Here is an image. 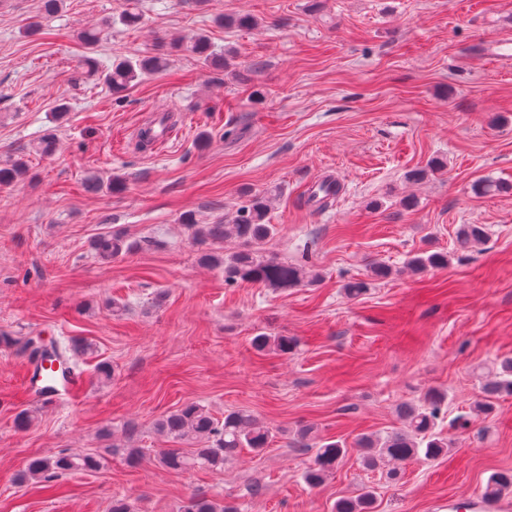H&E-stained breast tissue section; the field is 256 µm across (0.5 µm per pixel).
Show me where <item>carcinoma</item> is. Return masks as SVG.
Returning <instances> with one entry per match:
<instances>
[{
	"instance_id": "carcinoma-1",
	"label": "carcinoma",
	"mask_w": 512,
	"mask_h": 512,
	"mask_svg": "<svg viewBox=\"0 0 512 512\" xmlns=\"http://www.w3.org/2000/svg\"><path fill=\"white\" fill-rule=\"evenodd\" d=\"M141 15L134 3L118 16L103 19L101 26L84 29L79 33L80 40L90 50L101 40L105 30L117 22L127 27L139 24ZM191 50L201 58L206 66L227 68L228 59L217 57L210 51L205 36L198 34L189 40ZM90 75L104 81L114 93L125 90L132 82L142 79L166 68L167 61L161 56L142 55L124 58L112 63L110 69L98 71L91 57H86ZM25 170L23 162L16 160L6 166H0V185H7L18 179ZM267 200L256 197L244 206L236 219L230 224H207L195 230L201 238L234 239L239 243L238 250L219 258L210 253L202 254L207 263H224V278L229 282L261 283L274 289L296 288L303 283H312L317 274L305 266L281 261L275 257L262 255L257 246L271 237L276 228L266 223ZM486 237V228L482 224H463L457 232L462 247L481 243ZM94 250L103 262L126 250V240L122 233L114 232L102 236L94 243ZM405 265L415 272L439 268L448 265V254L444 252H421L407 258ZM5 343L12 346L15 353L25 356L39 368L43 364L57 362L66 365L70 361V348L58 340L45 343L40 336L26 338L3 337ZM295 341L286 336H267L259 334L253 338L252 347L259 353L277 351L290 352ZM482 402L476 410L489 414L494 410L492 399L500 395H512V359L499 362L494 376L481 382ZM448 394L432 388L417 403H403L398 408L405 429L384 437L366 435L356 441L362 455V462L368 468H374L382 461L402 465L421 457L436 459L448 453L450 440L436 431L437 420ZM159 433L180 442L197 443L199 447L185 451L181 448H169L159 454L160 464L176 472L196 469L221 470L224 462L234 456L241 448L255 452L265 450L272 438V430L261 424L247 410L231 411L224 420L215 418L208 409L198 404H188L162 416L157 422ZM346 449L336 440L319 443L313 463L304 472V480L311 487L321 485L327 474L336 467ZM99 460L90 454H63L55 457H38L29 460L19 474V482L31 480L50 482L52 479L71 473H83L98 469ZM512 490V474L495 473L489 477L483 493L501 495ZM375 497L365 488L355 497L336 500L334 512H374ZM181 512H239L235 505H224L205 495L192 496Z\"/></svg>"
}]
</instances>
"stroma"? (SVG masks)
<instances>
[{"label": "stroma", "mask_w": 512, "mask_h": 512, "mask_svg": "<svg viewBox=\"0 0 512 512\" xmlns=\"http://www.w3.org/2000/svg\"><path fill=\"white\" fill-rule=\"evenodd\" d=\"M126 4L65 0L47 15L40 0H0V164L27 166L0 186V334L93 347L70 354L84 394L45 406L21 396L29 364L0 345V512H108L116 497L179 512L195 494L241 512H333L365 487L375 512H444L512 473V396L474 409L481 374L512 357V192L473 189L512 184V56L491 53L512 42V0H137L140 26L106 31L98 66L146 53L168 65L115 95L85 76L77 36ZM225 14L256 24L227 28ZM195 34L236 70L203 66L186 47ZM162 116L166 148L136 146ZM113 177L122 190L84 189ZM329 178L341 190L322 207L309 195ZM266 194L276 232L263 254L317 282L230 285L201 260L185 217L217 224ZM463 224L485 225L483 243L461 247ZM113 231L130 249L104 263L92 242ZM423 250L447 252V267L406 270ZM377 263L388 279L372 280ZM356 280L368 289L347 297ZM259 334L297 347L257 353ZM434 387L448 392V454L395 478L365 468L357 438L399 430V405ZM188 403L219 419L249 410L274 439L220 471L162 468L174 442L155 424ZM307 424L348 448L317 488L303 479L315 451L295 444ZM127 444L144 449L140 467L118 454ZM72 453L105 461L50 490L17 482L31 458Z\"/></svg>", "instance_id": "stroma-1"}]
</instances>
